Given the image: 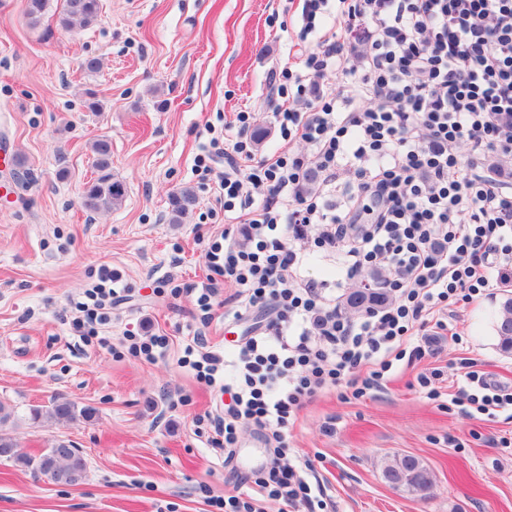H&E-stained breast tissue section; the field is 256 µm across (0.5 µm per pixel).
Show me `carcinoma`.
Masks as SVG:
<instances>
[{"label": "carcinoma", "mask_w": 512, "mask_h": 512, "mask_svg": "<svg viewBox=\"0 0 512 512\" xmlns=\"http://www.w3.org/2000/svg\"><path fill=\"white\" fill-rule=\"evenodd\" d=\"M52 0H27L26 16L31 26H37L50 8ZM61 26L66 29L85 28L94 24L101 15V0H60ZM94 155L93 167L96 177L87 182L80 195L82 207L89 213L109 212L120 207L125 198L123 184L112 178V146L106 139H97L91 144ZM194 202L189 189L175 193L170 200L171 220L175 223L186 213ZM386 297L381 291L370 295L367 302H357L348 296L344 308L359 312L361 308L377 307L384 304ZM496 331L499 348L506 354L512 353V295L500 304ZM77 406L71 401H54L51 407L30 409V420L37 423L43 419L68 421L75 418ZM87 419L94 416V410L80 411ZM14 407L0 400V458L27 468L36 476H44L55 484L72 486L84 481L87 476V460L83 453L72 444L61 441L55 447L45 448L38 454L21 451L6 426L15 424Z\"/></svg>", "instance_id": "carcinoma-1"}]
</instances>
